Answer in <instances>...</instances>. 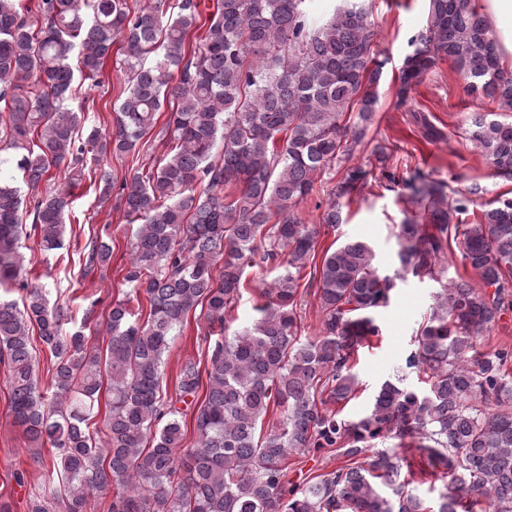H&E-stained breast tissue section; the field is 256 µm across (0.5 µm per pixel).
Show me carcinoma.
Masks as SVG:
<instances>
[{"label": "carcinoma", "instance_id": "obj_1", "mask_svg": "<svg viewBox=\"0 0 512 512\" xmlns=\"http://www.w3.org/2000/svg\"><path fill=\"white\" fill-rule=\"evenodd\" d=\"M201 6L0 0V142L15 167L0 171V364L13 423L36 447L50 445L57 479L28 497V512H88L92 491L112 492L108 512H512V353L476 349L512 310V197L454 223L473 199L448 198L444 182L420 172L403 179L378 144L372 154L386 189L404 185L407 202L424 212L399 227L395 275H381L362 241L316 257L320 230L341 223L339 205L328 204L318 224L296 207L353 157L374 123L384 61L371 14L344 0L316 24L308 0H218L205 26ZM408 45L398 104L446 60L468 79L469 94L512 109V74L470 0H429ZM116 46L127 85L107 130L88 120L74 85H100ZM161 112L168 153L155 169L118 179L105 159L140 152ZM414 117L427 140L443 137L426 115ZM469 137L512 179V122L474 113ZM56 171L71 182L92 174L100 200L117 192L138 224L122 268L130 291L112 304L100 346L84 334L96 302L66 331L64 310L23 274V194L40 251L64 246L72 194L40 190ZM363 187V172L351 167L332 194L350 199ZM451 239L480 288L447 275ZM111 258L108 243L91 241L84 274ZM258 259L279 273L264 283L258 318L229 336L226 322ZM317 260L322 327L304 336L301 270ZM409 277L439 284L407 361L426 387L386 381L369 409L347 420L331 406L358 389L349 361L378 335L369 313ZM14 282L19 301L9 295ZM142 293L148 307H132ZM192 311L207 323V365L185 363L172 399L160 388L164 356ZM39 345L52 363L47 392L38 384ZM202 388L196 442L185 448L177 404L193 405ZM271 408L280 418L264 432ZM101 412L103 448L89 432ZM387 438L398 445L375 448ZM307 448L332 449L348 464L290 489L285 461ZM368 448L366 461H354ZM413 449L449 479L434 503L401 479Z\"/></svg>", "mask_w": 512, "mask_h": 512}]
</instances>
